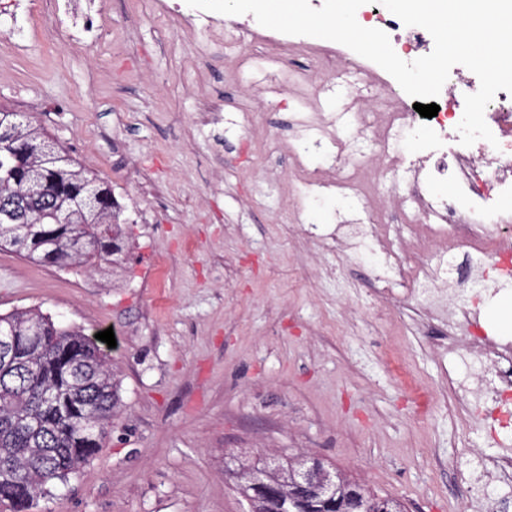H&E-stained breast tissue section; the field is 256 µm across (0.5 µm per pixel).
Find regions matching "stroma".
I'll return each instance as SVG.
<instances>
[{
    "label": "stroma",
    "instance_id": "35a3bbf8",
    "mask_svg": "<svg viewBox=\"0 0 512 512\" xmlns=\"http://www.w3.org/2000/svg\"><path fill=\"white\" fill-rule=\"evenodd\" d=\"M0 0V106L34 116L112 187L128 219L126 270L107 281L0 251V314L39 308L63 325L113 330L121 407L99 454L33 512H247L229 472L239 462L314 456L407 512H487L462 496V470L484 477L500 453L448 378L482 399L463 342L417 298L375 317L383 282L357 205L309 203L324 233L350 234L345 256L306 243L287 154L296 104L237 79L204 23L248 27L185 0H100L101 35L81 50L45 41L47 11L21 18ZM332 265L336 276L321 270ZM483 326L512 299L494 261L480 263Z\"/></svg>",
    "mask_w": 512,
    "mask_h": 512
}]
</instances>
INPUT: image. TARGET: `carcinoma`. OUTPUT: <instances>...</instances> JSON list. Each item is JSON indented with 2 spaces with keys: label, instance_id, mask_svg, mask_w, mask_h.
<instances>
[{
  "label": "carcinoma",
  "instance_id": "1",
  "mask_svg": "<svg viewBox=\"0 0 512 512\" xmlns=\"http://www.w3.org/2000/svg\"><path fill=\"white\" fill-rule=\"evenodd\" d=\"M19 112L0 125V208L35 200L38 222L0 212V251L73 273L111 276L125 263L127 219L112 187L69 157ZM0 506L29 512L80 473L102 448L120 407V381L106 343L63 327L38 308L0 314Z\"/></svg>",
  "mask_w": 512,
  "mask_h": 512
}]
</instances>
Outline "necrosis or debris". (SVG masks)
Here are the masks:
<instances>
[{
  "instance_id": "4bbe7bcc",
  "label": "necrosis or debris",
  "mask_w": 512,
  "mask_h": 512,
  "mask_svg": "<svg viewBox=\"0 0 512 512\" xmlns=\"http://www.w3.org/2000/svg\"><path fill=\"white\" fill-rule=\"evenodd\" d=\"M44 7L50 15L46 34L64 31L72 48L81 49L88 34L87 21L99 12L97 0H46ZM375 26L405 49L409 58L425 56L428 32L424 28L405 25L391 13L376 14ZM310 53L318 63L312 76L300 64L279 58L282 74L295 77L291 84L270 81L263 57L238 59L237 66L257 91L292 93L297 125L332 160L330 168H313L304 154L290 150L288 182L301 195H342L368 203L372 172L401 183L400 223L379 224L375 211L367 213L373 222L370 246L387 268L388 286L382 291L378 316L388 318L392 301L399 297L442 300L445 291L434 283L436 267L460 250L469 255H495L499 278L511 279L512 236L501 235L498 226L506 221L505 210H512V94L498 91L496 107L484 113L493 141L479 140L469 147L449 146L447 111L432 117L426 131L400 103L384 98L373 109L362 95H352L346 108L358 133H374L380 146L381 165L374 171L366 162L350 163V145L337 132L343 119L326 114L324 108L327 91L339 82L353 85L352 74L331 46L315 44ZM404 138L417 146V154L407 155L399 149ZM449 179L455 185L452 193H434V185ZM465 344L488 377L491 406L484 421L492 434L512 431V342L474 330L466 335Z\"/></svg>"
}]
</instances>
